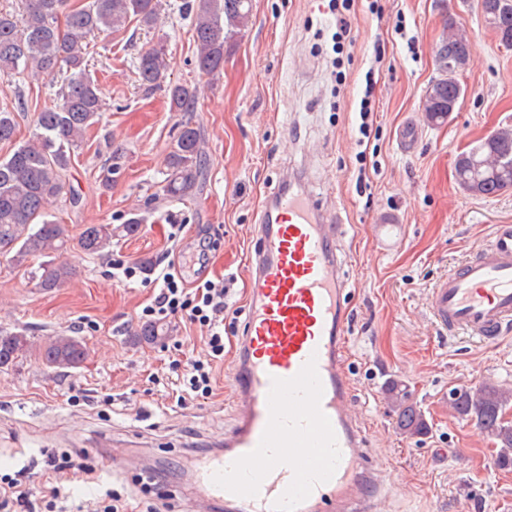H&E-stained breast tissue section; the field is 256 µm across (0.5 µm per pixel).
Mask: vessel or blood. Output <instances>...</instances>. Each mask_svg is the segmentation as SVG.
<instances>
[{"instance_id": "1", "label": "vessel or blood", "mask_w": 512, "mask_h": 512, "mask_svg": "<svg viewBox=\"0 0 512 512\" xmlns=\"http://www.w3.org/2000/svg\"><path fill=\"white\" fill-rule=\"evenodd\" d=\"M259 248L232 373L239 415L224 451L200 460L188 512H375L382 476L350 410L344 332L350 310L338 207L289 183L256 213ZM440 332L498 343L512 329V224L431 289Z\"/></svg>"}]
</instances>
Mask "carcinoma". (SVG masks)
I'll use <instances>...</instances> for the list:
<instances>
[{
    "mask_svg": "<svg viewBox=\"0 0 512 512\" xmlns=\"http://www.w3.org/2000/svg\"><path fill=\"white\" fill-rule=\"evenodd\" d=\"M159 10L160 0H23L22 18L0 12V76L22 71L35 77L45 70H66L56 102L35 113L34 139L0 156V257L16 267H26L36 257L46 258L32 271L36 286L43 291L60 288L73 276L69 264L48 259L70 242L68 225L59 222L53 206L64 191L72 156L81 148L86 132L99 123L106 106L103 88L84 66L87 39L102 31L121 32L131 23L149 28ZM183 10L193 19L196 69L207 76L221 73L226 44L248 27L252 0H184ZM487 24L501 44L512 46V13ZM163 54L161 47L140 53L137 72L145 87L161 81ZM434 58L438 77L427 89L422 109L428 124L438 126L448 120V102L462 91L459 76L470 60L469 41L453 23H448V33L436 45ZM200 94L198 84L166 86L173 112L193 111ZM16 137L14 112L0 110V143H11ZM204 161L199 129L190 121L180 123L159 195L169 202L195 195ZM508 163L512 164V129L507 127L457 156L456 181L475 195L500 193L512 188ZM143 222L144 216L135 212L118 225L89 224L78 245L89 255L108 257L112 241L136 234ZM166 333V327L155 323L144 327L139 339L153 344ZM32 348L26 330H0L1 367L13 364ZM39 355L48 367L71 368L85 359L86 349L76 337L54 336L39 348ZM384 394L399 434L412 439L427 435L430 425L404 381L388 380ZM448 402L459 417L474 422L500 445L498 465L512 467V421L504 418L512 390L494 384L475 390L453 388Z\"/></svg>",
    "mask_w": 512,
    "mask_h": 512,
    "instance_id": "obj_1",
    "label": "carcinoma"
}]
</instances>
